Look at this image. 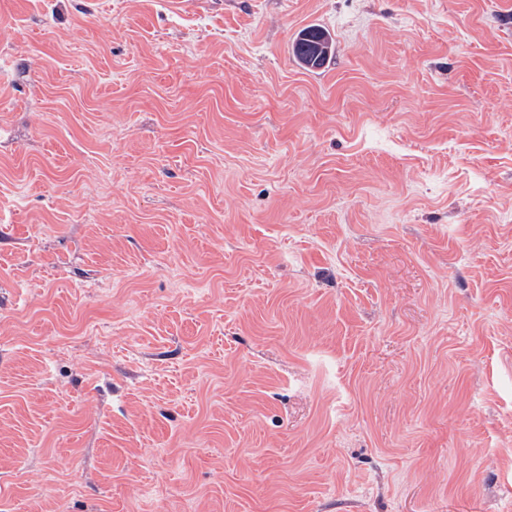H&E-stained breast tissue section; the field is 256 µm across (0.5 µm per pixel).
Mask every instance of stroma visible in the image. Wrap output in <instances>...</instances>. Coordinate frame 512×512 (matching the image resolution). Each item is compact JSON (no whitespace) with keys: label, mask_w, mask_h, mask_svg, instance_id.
<instances>
[{"label":"stroma","mask_w":512,"mask_h":512,"mask_svg":"<svg viewBox=\"0 0 512 512\" xmlns=\"http://www.w3.org/2000/svg\"><path fill=\"white\" fill-rule=\"evenodd\" d=\"M0 512H512V0H0ZM295 62L305 70L325 68L335 54L331 34L318 25H310L298 32L291 43Z\"/></svg>","instance_id":"stroma-1"}]
</instances>
